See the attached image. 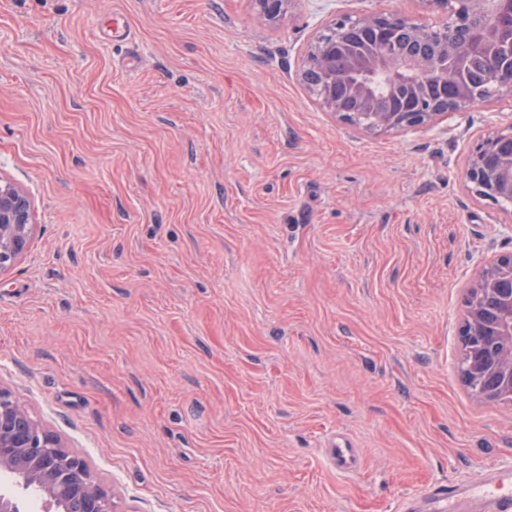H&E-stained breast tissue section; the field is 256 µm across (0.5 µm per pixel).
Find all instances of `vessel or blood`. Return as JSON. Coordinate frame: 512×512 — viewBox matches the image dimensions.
Listing matches in <instances>:
<instances>
[{
  "instance_id": "obj_1",
  "label": "vessel or blood",
  "mask_w": 512,
  "mask_h": 512,
  "mask_svg": "<svg viewBox=\"0 0 512 512\" xmlns=\"http://www.w3.org/2000/svg\"><path fill=\"white\" fill-rule=\"evenodd\" d=\"M327 455L342 473L355 472L359 467L356 449L340 444L328 449ZM512 512V463L491 464L468 484L435 488L407 499L401 512Z\"/></svg>"
}]
</instances>
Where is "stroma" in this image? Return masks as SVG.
Here are the masks:
<instances>
[{
    "instance_id": "1",
    "label": "stroma",
    "mask_w": 512,
    "mask_h": 512,
    "mask_svg": "<svg viewBox=\"0 0 512 512\" xmlns=\"http://www.w3.org/2000/svg\"><path fill=\"white\" fill-rule=\"evenodd\" d=\"M422 0H0V387L119 512H399L512 461L457 371L466 290L512 251L467 160L512 97L368 134L300 80L335 19ZM120 15L132 45L102 38ZM347 436L358 473L323 458ZM29 196L11 183H0V275L27 250L34 233Z\"/></svg>"
}]
</instances>
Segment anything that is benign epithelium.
Returning a JSON list of instances; mask_svg holds the SVG:
<instances>
[{
    "label": "benign epithelium",
    "mask_w": 512,
    "mask_h": 512,
    "mask_svg": "<svg viewBox=\"0 0 512 512\" xmlns=\"http://www.w3.org/2000/svg\"><path fill=\"white\" fill-rule=\"evenodd\" d=\"M461 4L491 23L457 40L455 27L392 13L345 17L326 27L307 48L300 76L325 72L317 91L336 120L367 133L418 129L450 112H465L482 101L467 77L474 46L496 59L499 76L490 94H512V49L500 53L501 22L512 21V0H425L444 11ZM259 16L276 19L284 0H256ZM406 30L433 55L391 51L396 34ZM347 68L336 75V49ZM345 85L348 109L336 103V78ZM403 92L399 109L379 106L380 89ZM467 181L480 198L512 204V123L489 133L470 154ZM29 196L11 183H0V274L10 270L27 250L34 233ZM462 383L482 404L512 406V252L485 264L468 288L461 318ZM0 469H7L27 488L43 492L58 512H117L110 490L96 479L87 462L71 451L54 431L35 419L10 391L0 387Z\"/></svg>",
    "instance_id": "benign-epithelium-1"
}]
</instances>
